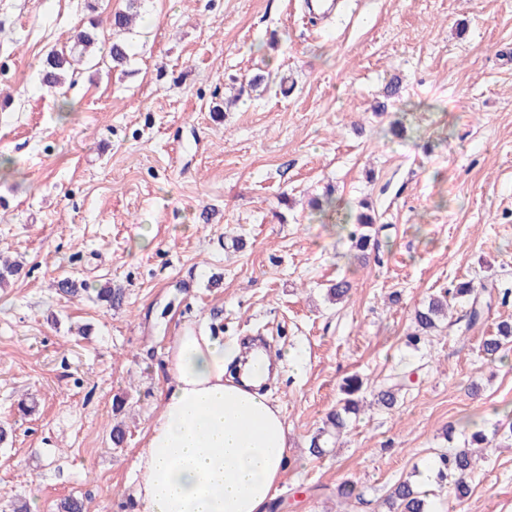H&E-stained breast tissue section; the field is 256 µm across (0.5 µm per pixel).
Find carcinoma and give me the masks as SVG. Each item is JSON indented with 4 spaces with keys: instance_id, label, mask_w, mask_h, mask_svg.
Listing matches in <instances>:
<instances>
[{
    "instance_id": "obj_1",
    "label": "carcinoma",
    "mask_w": 512,
    "mask_h": 512,
    "mask_svg": "<svg viewBox=\"0 0 512 512\" xmlns=\"http://www.w3.org/2000/svg\"><path fill=\"white\" fill-rule=\"evenodd\" d=\"M97 38L90 32H83L77 36L74 47L71 48V56L58 52H51L44 63L42 71V84L50 89L61 87L65 83L66 72L73 67V62L93 60L91 48ZM112 68L123 66L128 58L127 44L124 42L112 43L108 54ZM372 218L364 213L356 216L357 229L350 233L353 247L359 252H365L370 245V235L364 229L371 227ZM352 290L349 280L342 278L328 289L330 299L341 302L346 299ZM488 287L476 289L469 282H463L458 287L444 291L435 296L428 304L415 310L413 316V332L410 341L418 344L421 340L429 339L437 328L438 322L445 316L451 303L461 299L469 302L467 310V328L472 329L485 320L490 310V302L481 299V295L487 292ZM512 342V323L500 322L496 332L482 339L483 353L491 358L497 357L505 346ZM362 390V381L357 377L345 380L341 391L345 395L342 405L327 415L325 426L318 430L310 440L309 452L314 456L324 453V447L329 439L339 436L348 430L352 416L360 411V400L357 394ZM435 479L444 484L453 486L454 495L460 502L471 494V486L467 481L476 468V459L468 448H446L442 450L434 460ZM336 497L344 505L350 508L355 504L364 503L363 494L356 485L349 481L341 483L336 489ZM387 512H433L425 496L413 484L411 479L399 481L383 500Z\"/></svg>"
}]
</instances>
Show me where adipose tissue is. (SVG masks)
Masks as SVG:
<instances>
[{"mask_svg": "<svg viewBox=\"0 0 512 512\" xmlns=\"http://www.w3.org/2000/svg\"><path fill=\"white\" fill-rule=\"evenodd\" d=\"M168 381L131 467L130 512H266L288 466V427L261 387L272 361L242 356L205 322L167 350Z\"/></svg>", "mask_w": 512, "mask_h": 512, "instance_id": "obj_1", "label": "adipose tissue"}]
</instances>
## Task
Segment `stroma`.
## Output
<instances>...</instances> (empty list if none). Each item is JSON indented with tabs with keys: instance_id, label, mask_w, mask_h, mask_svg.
Returning <instances> with one entry per match:
<instances>
[{
	"instance_id": "1",
	"label": "stroma",
	"mask_w": 512,
	"mask_h": 512,
	"mask_svg": "<svg viewBox=\"0 0 512 512\" xmlns=\"http://www.w3.org/2000/svg\"><path fill=\"white\" fill-rule=\"evenodd\" d=\"M125 6L0 0V259L21 265L0 288V512L67 496L124 512L166 349L204 317L296 355L266 387L290 434L279 512H336L345 481L364 494L354 512H380L440 450L511 427L512 349L492 362L481 340L512 321V0H350L329 24L303 0H141L123 70L42 85L50 51L89 27L109 47ZM257 73L268 90L225 106ZM363 201L361 259L346 227ZM66 276L87 292L59 294ZM342 277L350 296L329 302ZM467 281L497 292L484 325L466 329L459 304L409 345L415 310ZM106 285L120 304L97 302ZM354 374L364 411L310 455ZM398 379L395 406L375 405ZM470 485L430 496L512 512V445L492 441Z\"/></svg>"
}]
</instances>
